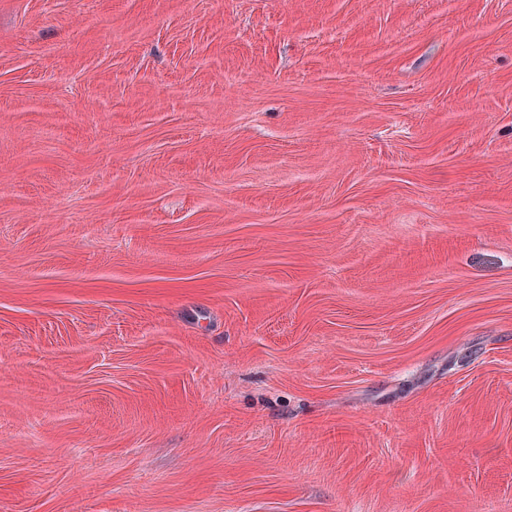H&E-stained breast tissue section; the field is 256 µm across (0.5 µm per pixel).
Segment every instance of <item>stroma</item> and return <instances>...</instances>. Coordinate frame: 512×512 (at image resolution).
<instances>
[{
  "mask_svg": "<svg viewBox=\"0 0 512 512\" xmlns=\"http://www.w3.org/2000/svg\"><path fill=\"white\" fill-rule=\"evenodd\" d=\"M0 512H512V0H0Z\"/></svg>",
  "mask_w": 512,
  "mask_h": 512,
  "instance_id": "35a3bbf8",
  "label": "stroma"
}]
</instances>
